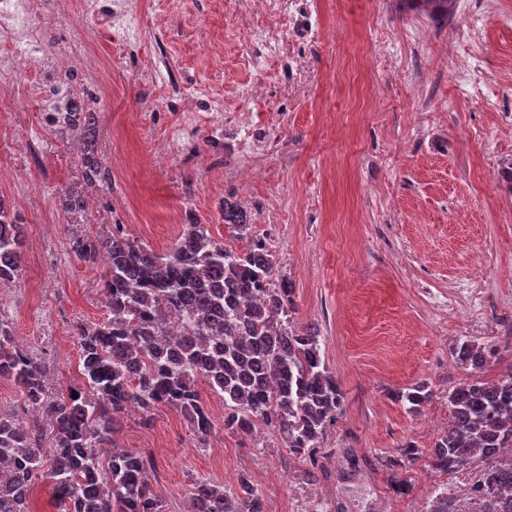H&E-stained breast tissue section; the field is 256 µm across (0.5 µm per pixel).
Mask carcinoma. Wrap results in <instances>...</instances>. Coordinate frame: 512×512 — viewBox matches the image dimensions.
Here are the masks:
<instances>
[{
  "label": "carcinoma",
  "mask_w": 512,
  "mask_h": 512,
  "mask_svg": "<svg viewBox=\"0 0 512 512\" xmlns=\"http://www.w3.org/2000/svg\"><path fill=\"white\" fill-rule=\"evenodd\" d=\"M65 140L82 144L77 182L61 189L58 205L70 223L87 217L110 174L98 151V112L83 97L69 111L43 115ZM224 223L247 239L236 251L196 220L173 245L157 253L120 224L92 236L74 234L69 250L80 261L103 264L108 311L93 326L79 325L83 385L56 403L48 396L47 364L18 345L11 323L0 317V378L25 396L31 422L0 411V512H30L38 480L48 483L61 512H165L151 488V463L98 449L112 439L118 418L133 405L143 424L159 404L179 411L199 441L213 429L196 381L204 379L224 400V428L247 436L261 424L276 431L288 454L313 477L323 470L318 448L342 414L344 394L320 352L319 332L300 328L290 279L279 274L267 237L253 232L252 209L232 190L224 195ZM24 236L18 214L0 206V286L22 273ZM494 349L465 339L451 349L454 363L471 373L448 391V429L431 449L432 466L452 473L481 454L484 468L471 489L473 512H512V368L493 380L483 371ZM423 385L394 393L409 410L426 403ZM55 416L53 447L37 434L40 414ZM405 443L392 467L417 459ZM190 512H264L258 487L245 477L228 495L224 486L198 483Z\"/></svg>",
  "instance_id": "carcinoma-1"
}]
</instances>
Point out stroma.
Wrapping results in <instances>:
<instances>
[{
	"label": "stroma",
	"instance_id": "1",
	"mask_svg": "<svg viewBox=\"0 0 512 512\" xmlns=\"http://www.w3.org/2000/svg\"><path fill=\"white\" fill-rule=\"evenodd\" d=\"M83 30L101 47L107 87L98 100L99 153L112 187L97 196L83 232L120 224L156 251L169 248L194 213L234 248L244 241L224 222V192L253 207L290 275L298 326L315 325L322 355L345 394L343 413L325 436V474L303 483L302 461L271 431L246 437L224 427L222 401L198 382L215 428L199 442L180 413L160 404L150 427L132 412L113 435L153 462L151 486L167 512H183L194 483L240 478L261 488L266 512H426L438 491L469 492L483 466L454 473L429 462L448 427V392L468 377L450 349L476 337L494 347L486 379L512 366V195L500 166L512 159V0H495L490 43L480 55L457 32L462 9L442 24L409 0H310L325 10L324 40L301 44L312 76L285 84L272 60L240 47L225 0H132L146 35L136 45L101 31L96 0H82ZM269 80L262 99L238 103L256 63ZM476 63L481 84L458 82ZM31 77L0 93V196L15 202L25 248L20 281L0 291V316L20 343L51 366L52 399L82 386L78 325L101 322L102 270L69 251L70 226L58 191L78 176L72 148L42 122ZM240 107L253 132L273 142L263 168L242 177L207 108L194 97ZM34 203H18L28 173ZM483 246L485 265L466 261ZM426 384L428 403L412 412L395 391ZM419 455L400 469L410 486L391 488L388 459L406 442Z\"/></svg>",
	"mask_w": 512,
	"mask_h": 512
}]
</instances>
